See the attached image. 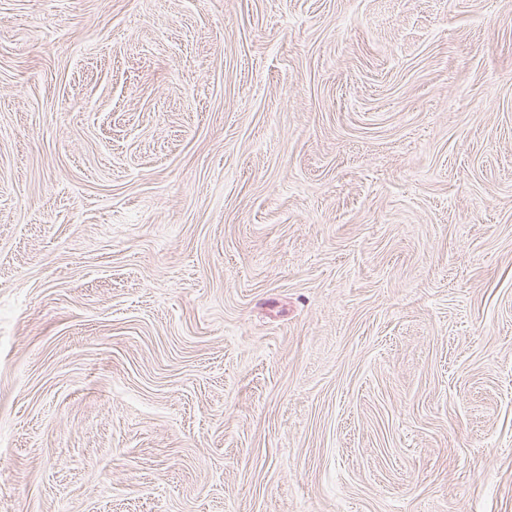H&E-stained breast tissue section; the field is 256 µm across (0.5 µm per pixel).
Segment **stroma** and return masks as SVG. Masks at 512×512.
<instances>
[{
    "label": "stroma",
    "instance_id": "1",
    "mask_svg": "<svg viewBox=\"0 0 512 512\" xmlns=\"http://www.w3.org/2000/svg\"><path fill=\"white\" fill-rule=\"evenodd\" d=\"M0 512H512V0H0Z\"/></svg>",
    "mask_w": 512,
    "mask_h": 512
}]
</instances>
